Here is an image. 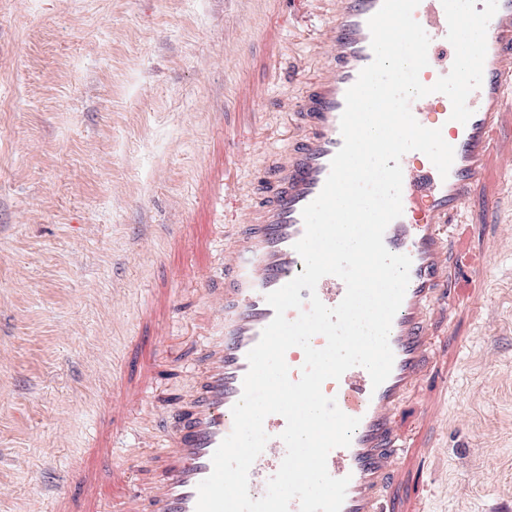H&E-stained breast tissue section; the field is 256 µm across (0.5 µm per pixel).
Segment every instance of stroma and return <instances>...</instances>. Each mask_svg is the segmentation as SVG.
Returning <instances> with one entry per match:
<instances>
[{
	"label": "stroma",
	"instance_id": "1",
	"mask_svg": "<svg viewBox=\"0 0 512 512\" xmlns=\"http://www.w3.org/2000/svg\"><path fill=\"white\" fill-rule=\"evenodd\" d=\"M336 0H0V512H46L38 487L74 469L130 356L138 308L180 276L156 388L135 421L192 388L215 318L170 236L214 218L202 194L235 181L242 223L269 152L290 151L279 105L318 77ZM281 28L269 70L262 31ZM257 87L260 133L224 168V114ZM486 289L458 323L446 423L425 512H512V216L486 250ZM156 437L125 434L117 464L153 474Z\"/></svg>",
	"mask_w": 512,
	"mask_h": 512
}]
</instances>
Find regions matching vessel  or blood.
Returning a JSON list of instances; mask_svg holds the SVG:
<instances>
[{"label":"vessel or blood","instance_id":"1","mask_svg":"<svg viewBox=\"0 0 512 512\" xmlns=\"http://www.w3.org/2000/svg\"><path fill=\"white\" fill-rule=\"evenodd\" d=\"M381 5L382 0H337L324 31L336 55L291 105L298 130L293 149L272 154L262 171V191L250 201L248 222L237 226L224 249L221 276H213L205 264L194 268L195 285L217 309L219 321L200 348L192 391L155 419L163 438L159 479L133 489L130 469L112 458L117 434L130 428L132 413L154 390L160 367L155 331L178 300L177 288L169 284L153 289L143 302L140 321L148 333L136 338L129 368L113 381L114 397L78 469L42 485L49 512H108L112 505L122 512H196L197 486L233 430L232 408L242 395L247 355L274 317L266 296L304 270L294 248L305 231L302 211L320 194L343 144L345 93L374 58L368 20ZM413 16L430 38L429 63L420 73L430 86L448 73L437 63L452 50L447 19L441 0H420ZM467 105L472 116L464 124L451 120L452 105L444 94L410 105L422 126L441 129L454 149V162L443 177L422 152H408L400 160L403 213L388 225L384 243L390 252L409 256L411 268L389 335L390 376L376 387L368 371L355 366L322 385L341 411L360 420L350 446L331 450L327 458L329 474L349 480L341 512H419L425 491L421 470L432 451L428 431L442 414L459 357L461 289L479 291L484 283L474 231L493 223L505 202V160L512 158V0H499L488 25L482 84ZM216 234L213 224H181L174 237L191 240L202 256ZM313 292L333 307L346 286L328 275L300 296ZM285 426L278 414L264 421L269 440L249 471L252 498L265 495L280 467ZM73 481L80 485L76 496L68 490Z\"/></svg>","mask_w":512,"mask_h":512}]
</instances>
